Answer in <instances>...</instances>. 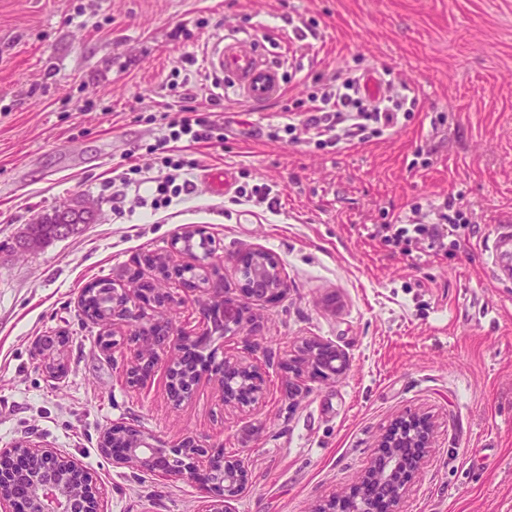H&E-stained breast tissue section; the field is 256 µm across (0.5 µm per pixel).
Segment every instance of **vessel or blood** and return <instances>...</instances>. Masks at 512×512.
I'll return each instance as SVG.
<instances>
[{
	"label": "vessel or blood",
	"mask_w": 512,
	"mask_h": 512,
	"mask_svg": "<svg viewBox=\"0 0 512 512\" xmlns=\"http://www.w3.org/2000/svg\"><path fill=\"white\" fill-rule=\"evenodd\" d=\"M206 64L217 88L231 89L233 95L245 103L265 104L284 92L279 67L243 40L215 39L206 55Z\"/></svg>",
	"instance_id": "obj_1"
}]
</instances>
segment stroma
<instances>
[{
  "label": "stroma",
  "mask_w": 512,
  "mask_h": 512,
  "mask_svg": "<svg viewBox=\"0 0 512 512\" xmlns=\"http://www.w3.org/2000/svg\"><path fill=\"white\" fill-rule=\"evenodd\" d=\"M219 35L263 47L283 95L216 98L205 54ZM371 67L407 99L381 135L323 147L290 126L286 104ZM185 105L214 106L222 135L180 153L193 192L116 216L113 167L154 162L164 113ZM223 170L221 192L205 175ZM256 188L275 209L241 201ZM448 201L470 225L449 253L406 256L370 236ZM87 203L80 233L20 248L37 216ZM509 218L512 0H0V448L33 440L73 454L101 512H197V485L113 464L104 435L122 424L171 447L248 444L251 485L233 512H315L352 492L381 434L411 411L436 430L402 512H512V279L488 272L494 227ZM198 226L227 291L249 247L289 284L252 307L265 391L244 409L207 377L178 404L164 370L128 385L125 323L95 324L79 302L95 281L151 276L145 256L193 263L172 241ZM307 339L335 345L349 368L290 398L281 363Z\"/></svg>",
  "instance_id": "35a3bbf8"
}]
</instances>
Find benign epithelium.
Here are the masks:
<instances>
[{"label":"benign epithelium","instance_id":"7a95c632","mask_svg":"<svg viewBox=\"0 0 512 512\" xmlns=\"http://www.w3.org/2000/svg\"><path fill=\"white\" fill-rule=\"evenodd\" d=\"M89 214L88 207L66 206L45 214L38 224H70L73 213ZM178 250L198 247L208 250L206 231L188 230L174 241ZM238 274V291L253 302H266L287 293L288 281L278 262L259 248H245L233 258ZM156 274L151 279L131 278V287L112 288V319L129 326L131 358L127 379L144 384L162 363L161 354H170L166 377L170 397L179 401L210 373L219 384L224 405L244 407L258 403L264 382L257 365L236 355L217 358L204 354L211 337L219 334L243 336L244 347L251 353L257 348L250 341L258 327L244 303L224 295L214 286L204 265L186 276L181 265L158 256L149 263ZM180 280L191 289L207 295L199 306L204 326L199 335L177 331L165 318L175 297L166 288L170 280ZM148 306L155 317L148 318ZM284 372L283 391L290 397L302 393L308 375L336 377L346 372L348 360L336 347L305 341L298 354L281 363ZM434 426L416 413L400 416L377 444L379 453L371 461L360 480L358 491L344 500V512H401L411 476L426 462L434 444ZM104 450L121 466L150 471L167 480L198 484L204 493L198 512H230L229 503L250 486V473L245 452L224 454L222 448H207L193 438L167 447L141 430L124 426L107 433ZM100 491L85 465L73 455L29 440L0 448V507L8 512H100Z\"/></svg>","mask_w":512,"mask_h":512}]
</instances>
